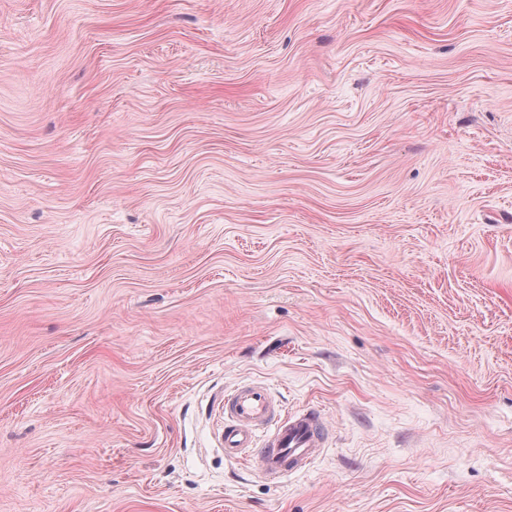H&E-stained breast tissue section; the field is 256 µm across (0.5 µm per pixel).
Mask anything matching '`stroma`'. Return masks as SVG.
<instances>
[{"label": "stroma", "mask_w": 512, "mask_h": 512, "mask_svg": "<svg viewBox=\"0 0 512 512\" xmlns=\"http://www.w3.org/2000/svg\"><path fill=\"white\" fill-rule=\"evenodd\" d=\"M0 512H512V0H0ZM221 410L224 455L252 460L269 478L309 468L324 446L327 426L322 414L317 410L282 413L263 385L240 387L224 395Z\"/></svg>", "instance_id": "35a3bbf8"}]
</instances>
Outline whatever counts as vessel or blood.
I'll return each instance as SVG.
<instances>
[{
  "instance_id": "vessel-or-blood-1",
  "label": "vessel or blood",
  "mask_w": 512,
  "mask_h": 512,
  "mask_svg": "<svg viewBox=\"0 0 512 512\" xmlns=\"http://www.w3.org/2000/svg\"><path fill=\"white\" fill-rule=\"evenodd\" d=\"M225 455L252 460L277 479L309 468L324 446L326 423L319 411L284 412L262 385L237 388L221 401Z\"/></svg>"
}]
</instances>
